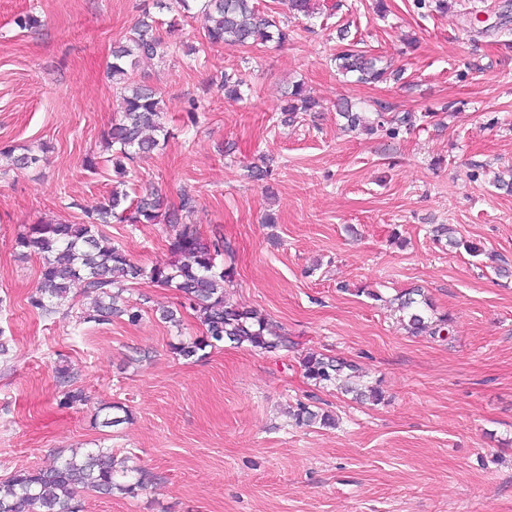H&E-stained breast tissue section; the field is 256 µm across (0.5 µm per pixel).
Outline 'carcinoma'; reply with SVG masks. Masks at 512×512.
I'll return each instance as SVG.
<instances>
[{
    "mask_svg": "<svg viewBox=\"0 0 512 512\" xmlns=\"http://www.w3.org/2000/svg\"><path fill=\"white\" fill-rule=\"evenodd\" d=\"M288 11L309 19L315 17V0H288ZM203 29L210 44L245 46L249 43L288 40V29L281 27L261 12L253 0H203L200 8ZM167 46L156 36L154 22L137 23L125 41L112 49L108 75L112 82H126L128 68L144 59L162 58ZM339 72L356 76L359 83H375L388 77L400 76V71L382 63V57L367 55L351 46L339 50L334 57ZM224 98L239 100L244 82L226 73L219 82ZM316 107L302 83L285 92L280 112L284 121L293 122L300 112ZM341 117L350 130L369 134L385 130L395 136L414 126L410 112H387V107L368 116L353 110L351 103L337 105ZM163 99L147 85L125 86L119 104V118L106 133V144L112 148V170L124 179L127 162L151 154L160 144L158 136H167L162 123ZM163 202L149 195L131 196L125 190L113 188L107 202L81 224L42 222L32 224L16 238V247L25 253H34L42 259L39 283L28 298L31 308L42 314L54 312L55 304L77 292L93 300V306L80 319L104 323L114 316H125L130 323L142 318L136 307H120L118 299L128 282L150 280L174 287L183 299L182 305L196 312L205 330L202 335L173 345V350L185 359L228 340L238 346H248L263 352H274L288 347V337L281 327L255 310H245L230 303L224 295V283L230 281L233 270L218 268L215 256L229 249L222 235L205 241L199 230L178 222V214L167 215L174 235L169 250L174 260L164 265L146 268L133 262L128 253L116 246L99 231L102 224H154L160 217ZM420 289L398 297V311L408 332L414 336H439L448 330V316L431 317L428 300L413 295ZM303 375L316 385L336 384L355 396L359 402H379L382 392L374 385L354 380L356 367L344 361L327 357L315 351L302 358ZM60 386L59 405L72 408L87 402L84 389L76 386L77 375L69 366L55 368ZM290 415L298 424L320 422L324 427H335L336 419L329 413H319L310 405L298 403ZM132 420L131 412L117 403L98 408L95 424L112 427ZM152 482V475L137 465L131 457H119L110 448H73L64 455L57 453L49 467L21 468L0 482V512H82L79 493L87 489L101 494L119 493L134 496Z\"/></svg>",
    "mask_w": 512,
    "mask_h": 512,
    "instance_id": "carcinoma-1",
    "label": "carcinoma"
}]
</instances>
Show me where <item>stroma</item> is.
Instances as JSON below:
<instances>
[{
  "mask_svg": "<svg viewBox=\"0 0 512 512\" xmlns=\"http://www.w3.org/2000/svg\"><path fill=\"white\" fill-rule=\"evenodd\" d=\"M257 3L287 20L284 45L208 44L199 18L155 0H0V481L60 450L109 448L155 480L133 497L82 492L84 512H512V273L494 271L512 270V193L497 186L512 177V0H448L443 13L385 0L383 15L375 0H316L314 20ZM146 12L169 52L130 79L159 90L169 136L127 185L171 208L195 196L180 223L230 243L216 258L234 270L230 301L280 324L289 349L227 342L183 359L172 344L203 326L188 308L180 326L160 320L180 296L148 281L123 294L142 311L134 324L81 322L89 300L76 293L48 316L28 305L41 261L15 239L43 221L82 222L109 196L103 134L119 91L106 65ZM26 14L40 27L20 28ZM343 27L401 80L338 74ZM226 72L249 85L243 100L219 90ZM297 81L317 106L288 126L278 106ZM341 98L429 119L395 139L349 131ZM44 144L34 168L4 155ZM266 165L268 182L251 178ZM436 224L462 247L436 243ZM100 230L143 266L171 259L168 224ZM414 287L448 314L447 336L401 326L390 300ZM312 350L356 365L383 401L314 386L300 366ZM62 361L87 404L59 406ZM113 402L132 421L96 426ZM300 402L332 412L336 428L295 425Z\"/></svg>",
  "mask_w": 512,
  "mask_h": 512,
  "instance_id": "obj_1",
  "label": "stroma"
}]
</instances>
